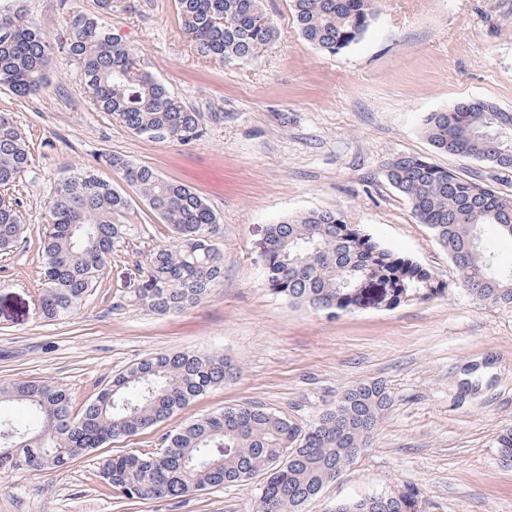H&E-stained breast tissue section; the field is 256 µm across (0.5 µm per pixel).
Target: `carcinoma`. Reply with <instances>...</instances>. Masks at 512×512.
<instances>
[{"label": "carcinoma", "mask_w": 512, "mask_h": 512, "mask_svg": "<svg viewBox=\"0 0 512 512\" xmlns=\"http://www.w3.org/2000/svg\"><path fill=\"white\" fill-rule=\"evenodd\" d=\"M303 38L336 54L359 42L374 20V0H291ZM186 32L203 57L246 64L277 36L261 0H175ZM78 64L86 97L138 136L190 144L205 134L193 112L161 81L143 70L129 45L98 16L76 15L51 41L25 11H0V85L27 97L47 82L50 55ZM437 150L503 170L512 169V112L468 99L423 119ZM500 132L493 150L480 134ZM101 160L134 186L140 199L168 225L172 242L145 254L134 250L131 201L88 167L57 180L42 233L44 282L38 314L46 321L71 315L99 286L107 259L139 256L128 302L154 314L199 305L224 280V225L191 188L162 178L153 168L118 154ZM26 136L11 113L0 111V252L7 253L30 227L10 191L30 166ZM390 185L431 230L457 268L459 284L482 305L512 308V270L495 267L494 237H512V195L439 167L418 155H398L385 165ZM387 286L388 307L444 294L430 271L349 224L334 210H312L266 229L265 284L271 294L332 316L373 305L364 282ZM238 365L219 354L181 351L142 358L108 381L83 411L72 415L67 390L46 380L0 385V409L28 415L19 429L0 417V433L13 432L21 448L16 463L0 469L54 470L80 452L131 436L170 417L208 390L237 378ZM392 403L378 381L345 389L336 403L302 426L258 403L228 406L162 438L158 449L134 450L103 462L100 478L126 499L186 497L198 491L265 476L258 512H305L350 458L370 445ZM501 463L512 467V431L498 437ZM334 512H423L418 490L403 484L390 495L336 504Z\"/></svg>", "instance_id": "obj_1"}]
</instances>
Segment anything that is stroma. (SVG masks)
Wrapping results in <instances>:
<instances>
[{
  "mask_svg": "<svg viewBox=\"0 0 512 512\" xmlns=\"http://www.w3.org/2000/svg\"><path fill=\"white\" fill-rule=\"evenodd\" d=\"M277 39L246 65L202 57L174 0H112L115 36L197 112H220L206 136L180 145L133 134L86 99L75 63L54 55L48 83L19 97L0 86V110L27 134L31 164L14 194L31 232L0 254V383L49 380L74 411L137 360L180 350L213 352L241 368L171 417L78 455L54 471H0V512H256L262 477L183 499L129 500L106 487L105 459L158 447L186 422L258 402L312 423L343 390L382 381L392 405L371 445L307 507L387 495L408 482L426 512H512V469L497 436L512 430V308L479 305L430 229L386 180L389 158L418 154L512 194V172L435 150L422 132L431 112L468 99L512 110V0H376L363 39L329 54L305 41L291 0H263ZM23 6L47 37L96 0H0ZM125 156L197 192L224 226V280L197 307L158 316L126 303L134 258L108 260L74 314L36 313L40 237L57 177L88 165L133 200L136 244L169 231L102 154ZM333 209L384 247L427 267L444 296L338 317L290 306L264 285L265 229L284 217Z\"/></svg>",
  "mask_w": 512,
  "mask_h": 512,
  "instance_id": "obj_1",
  "label": "stroma"
}]
</instances>
